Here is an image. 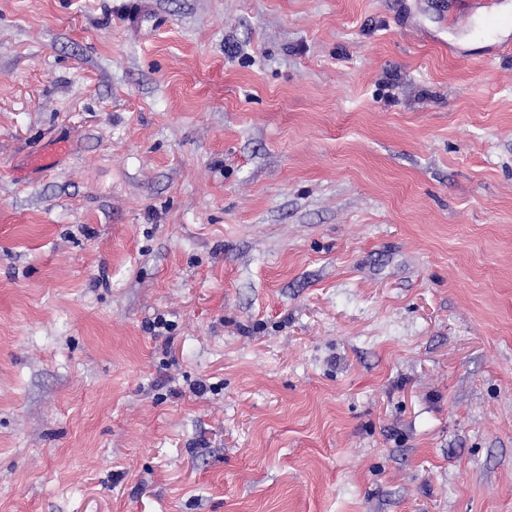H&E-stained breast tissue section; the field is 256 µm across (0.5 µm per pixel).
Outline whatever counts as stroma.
Wrapping results in <instances>:
<instances>
[{
  "instance_id": "stroma-1",
  "label": "stroma",
  "mask_w": 512,
  "mask_h": 512,
  "mask_svg": "<svg viewBox=\"0 0 512 512\" xmlns=\"http://www.w3.org/2000/svg\"><path fill=\"white\" fill-rule=\"evenodd\" d=\"M441 15L0 0V512H512V23Z\"/></svg>"
}]
</instances>
